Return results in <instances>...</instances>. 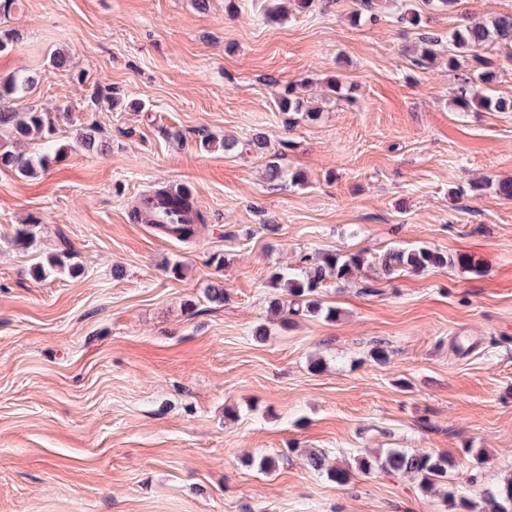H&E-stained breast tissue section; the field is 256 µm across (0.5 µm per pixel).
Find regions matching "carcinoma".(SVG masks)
<instances>
[{
  "label": "carcinoma",
  "mask_w": 512,
  "mask_h": 512,
  "mask_svg": "<svg viewBox=\"0 0 512 512\" xmlns=\"http://www.w3.org/2000/svg\"><path fill=\"white\" fill-rule=\"evenodd\" d=\"M398 21L416 28L422 26V16L411 4V0H404V4L399 9ZM421 42L423 43L422 51L413 59V64L418 67H428L434 59L435 46L442 42V37L434 33H425L421 35ZM486 43H497L508 50L512 49V14L470 20L448 34V68L457 70L467 60L475 63V66L469 69V73L458 77V84L451 99L452 106L457 112L474 110L512 112V98L492 97L478 91L479 85H488L496 77L491 62L478 54V49ZM33 85L34 79L26 75L0 78V128L8 129L16 139L42 137L53 132V123L46 113L35 109L19 112L11 105L15 95L29 92ZM275 103L278 109L286 114L303 112L308 116L312 115L308 102L291 87L277 96ZM215 143L228 154L236 151H260L264 149L265 140L262 136L256 135L245 144L228 137L218 142L207 135L202 140V147L209 148ZM45 161L44 157L35 160L0 145V165L13 168L22 177L36 174L37 169L44 167ZM285 176L280 156L273 155L266 163V181L276 184L283 181ZM155 196L175 206L184 214L183 223L159 224L157 229L162 234L179 241L190 242L197 239L201 230L205 228L206 218L196 206L193 197L188 193L172 197L162 188L155 191ZM364 262L365 252L363 251L353 254L323 253L297 272L273 274L270 277L273 287L283 289L285 296L291 297L289 302L286 300L273 302V309L278 313L287 312L294 315L323 312L325 318L336 319V309H323L318 296L325 288L327 281L348 280L351 272L360 268ZM377 264L386 275L402 270L422 272L448 265H457L463 269L471 268L468 256L459 255L453 258L427 246L410 250L391 249L377 257ZM375 466L387 472L413 476L420 490L426 494L442 492L443 499L448 502V512H512V476L504 479L494 490L488 492L483 499V506L480 507L468 498L456 495L454 490L448 488V475L455 467V461L446 455L409 453L402 448H387L384 453L375 456L372 460L362 457L358 461V469L364 472Z\"/></svg>",
  "instance_id": "carcinoma-1"
}]
</instances>
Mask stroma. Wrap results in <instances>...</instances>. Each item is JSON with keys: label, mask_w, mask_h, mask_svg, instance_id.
Returning <instances> with one entry per match:
<instances>
[{"label": "stroma", "mask_w": 512, "mask_h": 512, "mask_svg": "<svg viewBox=\"0 0 512 512\" xmlns=\"http://www.w3.org/2000/svg\"><path fill=\"white\" fill-rule=\"evenodd\" d=\"M268 4L17 0L0 15L19 34L0 77L36 80L13 105L50 113L65 149L27 138L45 171L0 167V512H448L401 474L338 485L309 451L354 468L387 448H483L450 474L475 502L512 474V198L471 189L512 180V112L454 111L447 45L412 63L421 32L512 0H415L420 29L398 23L400 0L357 24L356 0L277 22ZM298 83L316 117L291 123L275 97ZM89 125L99 149L67 151ZM256 132L305 184L270 186L265 154L201 146ZM157 185L191 192L195 242L134 221ZM423 245L477 269L381 274L384 251ZM358 250L369 264L320 295L336 319L269 311L277 268ZM65 252L80 273L34 275Z\"/></svg>", "instance_id": "stroma-1"}]
</instances>
